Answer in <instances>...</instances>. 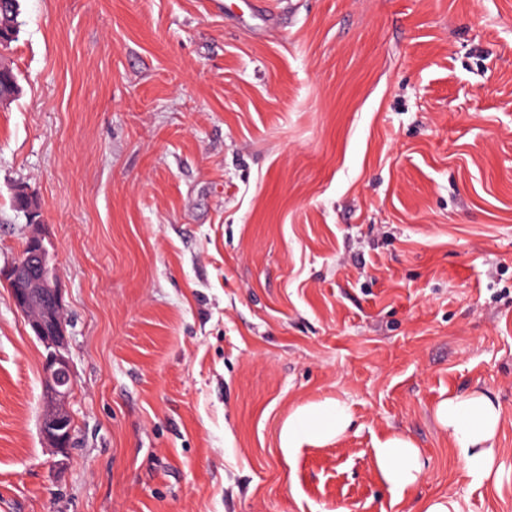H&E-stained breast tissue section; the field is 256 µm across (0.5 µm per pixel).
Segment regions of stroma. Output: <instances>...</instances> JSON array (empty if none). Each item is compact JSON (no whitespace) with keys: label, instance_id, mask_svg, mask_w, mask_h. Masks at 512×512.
I'll return each instance as SVG.
<instances>
[{"label":"stroma","instance_id":"1","mask_svg":"<svg viewBox=\"0 0 512 512\" xmlns=\"http://www.w3.org/2000/svg\"><path fill=\"white\" fill-rule=\"evenodd\" d=\"M0 267L36 199L77 380L0 283V512H512V0H21ZM500 403V484L437 423ZM347 401L287 456L293 407ZM413 438L397 496L373 449ZM352 423L350 407L338 398L300 404L281 426L280 446L288 456L297 448L322 446L343 437Z\"/></svg>","mask_w":512,"mask_h":512}]
</instances>
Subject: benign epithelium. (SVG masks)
Here are the masks:
<instances>
[{
    "label": "benign epithelium",
    "mask_w": 512,
    "mask_h": 512,
    "mask_svg": "<svg viewBox=\"0 0 512 512\" xmlns=\"http://www.w3.org/2000/svg\"><path fill=\"white\" fill-rule=\"evenodd\" d=\"M0 282L8 286L15 307L45 348L40 434L48 447L65 454L73 441L70 399L76 380L67 350L62 291L40 235H31L17 259L0 267Z\"/></svg>",
    "instance_id": "benign-epithelium-1"
}]
</instances>
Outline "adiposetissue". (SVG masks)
I'll list each match as a JSON object with an SVG mask.
<instances>
[{
	"label": "adipose tissue",
	"mask_w": 512,
	"mask_h": 512,
	"mask_svg": "<svg viewBox=\"0 0 512 512\" xmlns=\"http://www.w3.org/2000/svg\"><path fill=\"white\" fill-rule=\"evenodd\" d=\"M434 415L447 432L471 484L500 483L502 468L496 448L503 413L499 403L480 390L451 393L437 403ZM352 423L351 410L340 399L304 403L293 408L283 422L280 446L291 452L322 446L343 437ZM374 458L380 474L397 495H404L423 476L421 450L405 433L395 432L380 441Z\"/></svg>",
	"instance_id": "adipose-tissue-1"
}]
</instances>
